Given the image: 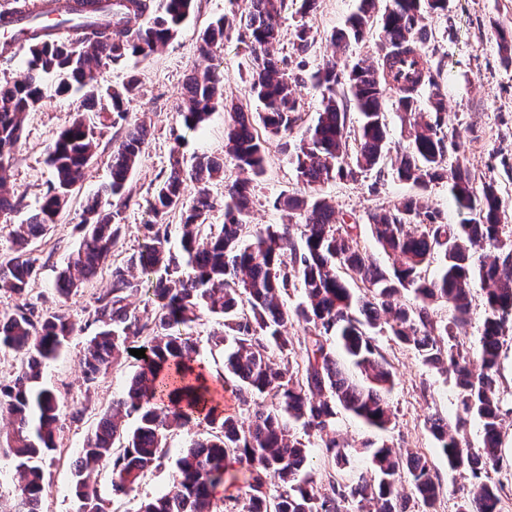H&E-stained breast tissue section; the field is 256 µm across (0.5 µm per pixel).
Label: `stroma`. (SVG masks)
I'll return each mask as SVG.
<instances>
[{
	"instance_id": "1",
	"label": "stroma",
	"mask_w": 512,
	"mask_h": 512,
	"mask_svg": "<svg viewBox=\"0 0 512 512\" xmlns=\"http://www.w3.org/2000/svg\"><path fill=\"white\" fill-rule=\"evenodd\" d=\"M244 4L245 0H201L199 10L158 52L144 60H121L101 68L102 83L115 88L121 87L130 75H137L138 94L129 104L125 119L108 114L105 125L99 128V145L85 181L72 192L57 223L28 245V252L36 260L37 275L27 294L19 299L0 291V311L21 300L38 314L63 311L76 327L65 353L43 370L44 382L66 407L67 414L62 417L57 433L58 448L44 461L41 512H76L78 502L71 488L74 462L83 439L94 428L100 414L119 397L133 371L132 364L127 362L109 368L96 384L85 385L80 360L88 339L96 331L92 321L95 299L108 288L110 276L108 271H101L91 283L63 300L55 290L56 275L81 241L79 226L85 211L99 187L108 181L113 146L129 123H144L146 139L138 167L126 188L117 260L127 259L144 244L145 226L150 220L148 202L170 171L173 150H180L187 157L206 154L223 160V177L208 186L214 201L209 221L223 223L224 185L239 175L224 148L228 116L223 108H216L201 128L189 130L179 113L183 107L184 85L196 69L208 68L223 75L225 97L246 95L250 55L244 31L234 19ZM355 6L356 0H320L316 11L303 13L297 0H288L281 14L280 41L274 46L273 54L281 68L296 81V95L305 121H312L321 108V95L312 87L309 76L324 59L337 56L339 68L345 72L358 61L369 64L378 61L379 38L374 32L355 44L349 54L334 53L330 35L344 26ZM222 16L231 20L223 45L213 49L209 57L200 56V33L209 22ZM426 24L425 50L433 65L439 68L436 80L447 98L446 132L463 143L466 164L476 184L490 180L497 184L505 221L512 225V58L503 50L504 40H512V0H448L447 15L427 19ZM301 26L311 32V43L303 53L294 45L295 33ZM78 106V94L58 95L50 90L42 103L27 113L21 140L1 174L18 207L10 213L8 221L0 220V254L13 246L10 224L22 223L49 191L53 174L46 163L47 149L56 134L73 122ZM298 142L295 133L270 140L267 170L252 196L250 223L280 224L287 220V212L274 209L273 202L280 194H297L303 190L291 162ZM320 192L335 208L337 216L352 215L361 220L360 233L366 247L378 265L392 268L394 256L375 243L364 220L367 212L416 194V187L398 181L389 173L379 177L369 172L354 181L326 182ZM378 344L395 374V386L389 396L395 419L376 437L392 447L430 457L443 487L437 510L456 512V491L463 479L438 455L426 426L427 418L434 414L455 422L458 395L454 376L425 364L416 351L397 344L391 336H379ZM76 407L83 410L78 421L69 416L70 409ZM195 432L192 426L173 432L169 438L170 459L132 490L113 492L111 474L106 469L92 471L90 480L113 512H137L141 501L168 488L175 475L173 458Z\"/></svg>"
}]
</instances>
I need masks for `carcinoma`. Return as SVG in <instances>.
<instances>
[{
	"label": "carcinoma",
	"mask_w": 512,
	"mask_h": 512,
	"mask_svg": "<svg viewBox=\"0 0 512 512\" xmlns=\"http://www.w3.org/2000/svg\"><path fill=\"white\" fill-rule=\"evenodd\" d=\"M285 0H246L239 22L251 51L250 101L224 97V81L210 70H195L187 79L183 124L195 128L218 106L230 116L225 147L240 172L226 187L224 224H208L213 201L207 184L224 173V162L195 156L187 165L174 151L167 177L150 202L152 220L147 241L137 254L112 267L111 288L96 298L93 321L98 331L83 355L84 383H95L109 367L129 354L131 339L142 341L145 357L137 359L122 395L103 412L86 434L75 465L74 497L78 512H106L104 498L85 472L100 466L112 473V490L124 492L158 469L169 453L168 439L194 424L207 431L191 439L175 466L178 476L168 490L140 504L138 512H218L212 489L236 479L229 462L247 474L244 491L227 512H436L442 486L427 457L402 453L387 443H363L370 453V474L351 470L354 449L336 435L337 409L367 427L386 430L395 419L386 398L394 386L390 363L377 345L387 333L415 350L425 364L448 367L455 375L459 414L455 426L440 416L427 419L437 452L448 468L470 480L457 512H500L501 486L489 471L506 465L502 455L503 400L499 390V359L512 334V228L496 184L474 187L460 158L462 144L444 132L446 104L430 59L424 52L427 16L448 11V0H359L357 12L333 40L348 48L380 28V55L375 65L354 64L342 77L336 60L325 61L312 75L322 90V108L313 123L303 125L301 105L291 78L272 53ZM196 0H71L57 28L70 24L81 37L37 31L29 39L27 74L22 80L0 81V172L12 157L23 115L45 98L44 78L57 77L56 92H82L81 109L72 124L49 145L47 163L54 182L49 194L24 223L12 231L13 252L0 256V291L21 298L36 276L28 256L29 241L56 223L98 145L97 125L85 113L100 108L125 118L126 104L136 95L135 77L118 92L103 88L98 67L129 56L148 57L177 34L193 14ZM144 18L133 28L134 19ZM226 18L202 33L200 53L210 54L224 42ZM430 89L428 109L420 96ZM392 93L396 109L408 122V144L390 153L382 109ZM359 116L355 146H349L350 111ZM302 130L292 157L298 181L309 195H283L273 206L299 216L296 224L247 221L253 182L265 174L270 137ZM141 124L128 127L114 146L110 180L88 207L80 225L77 252L59 271L55 288L66 299L94 278L116 247L122 229L126 185L145 143ZM401 181L424 190L448 181L459 212L468 218L445 223L438 211L414 195L388 209L366 215L372 236L385 251L396 254L393 270L381 268L362 245L357 220L336 217V210L317 188L333 179H356L385 166ZM200 185L191 202L183 196L186 181ZM183 218L181 253L172 252L167 218L175 210ZM438 263L429 277L428 268ZM138 269L140 277L132 275ZM487 285L483 295L481 349L478 366L470 363L457 336L472 310L471 283ZM147 296L146 309H129L127 299ZM301 301L288 306L290 292ZM411 297L405 301V297ZM448 307L442 319L436 308ZM208 312L223 318V371L216 382L232 383L242 401L253 399L248 424L224 415L223 395L209 383L207 364L199 358L192 323ZM304 325V335H288V325ZM74 325L59 311L33 316L25 306L0 313V349L22 352L18 374L0 385V413L12 429L0 444L16 471L12 484L0 488V512H41L45 482L43 462L57 449L56 430L63 415L55 394L41 384L42 368L55 360ZM336 340V346L330 340ZM342 350L362 381L338 365ZM137 424L128 429L125 419ZM479 420L480 448H465L460 432L468 418ZM299 426L324 448L330 468L320 486L305 472L308 443L293 432ZM280 485L273 490L271 479ZM407 480L412 492L402 495Z\"/></svg>",
	"instance_id": "obj_1"
}]
</instances>
